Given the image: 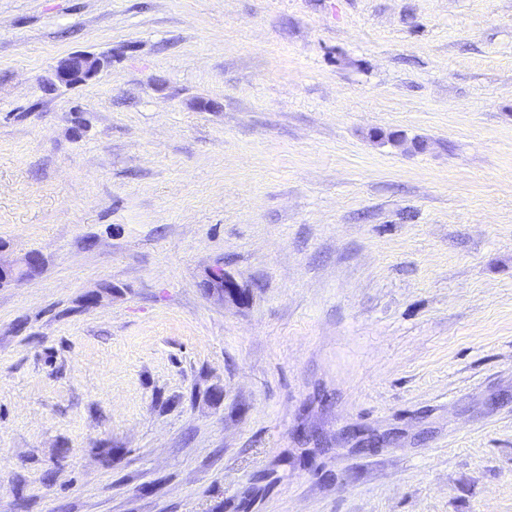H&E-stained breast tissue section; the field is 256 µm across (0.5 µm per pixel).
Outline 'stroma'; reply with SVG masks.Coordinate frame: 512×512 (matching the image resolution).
Here are the masks:
<instances>
[{
  "label": "stroma",
  "instance_id": "35a3bbf8",
  "mask_svg": "<svg viewBox=\"0 0 512 512\" xmlns=\"http://www.w3.org/2000/svg\"><path fill=\"white\" fill-rule=\"evenodd\" d=\"M31 253L0 512H512V0H0ZM105 59L92 53H73L59 59L52 69V84L73 87L97 77L105 69ZM210 281L213 293L221 296L224 302L240 303L246 297V292L223 270H212Z\"/></svg>",
  "mask_w": 512,
  "mask_h": 512
}]
</instances>
